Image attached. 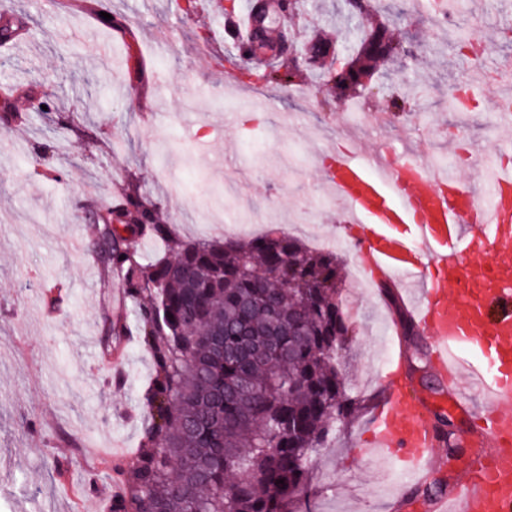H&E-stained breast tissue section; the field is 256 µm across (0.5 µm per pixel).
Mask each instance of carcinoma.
<instances>
[{
	"label": "carcinoma",
	"instance_id": "1",
	"mask_svg": "<svg viewBox=\"0 0 512 512\" xmlns=\"http://www.w3.org/2000/svg\"><path fill=\"white\" fill-rule=\"evenodd\" d=\"M224 9L225 38L240 56L248 41L250 75L293 85L291 55L316 61L324 36L301 45L272 21L278 6L249 0ZM352 44L338 63L312 73L338 100L366 101L363 78L380 58L413 64L421 48L394 38L378 0H339ZM19 88L0 84V120ZM95 239L112 243L106 268L132 299L138 335L154 374L140 401L139 465L120 472L112 512H292L307 489L319 449L353 418L358 398L336 361L352 321L342 297L341 257L307 247L283 229L243 239L183 240L137 189L96 211ZM159 242L148 260L129 237ZM125 259H120V256Z\"/></svg>",
	"mask_w": 512,
	"mask_h": 512
}]
</instances>
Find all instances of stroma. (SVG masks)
I'll return each mask as SVG.
<instances>
[{"instance_id":"stroma-1","label":"stroma","mask_w":512,"mask_h":512,"mask_svg":"<svg viewBox=\"0 0 512 512\" xmlns=\"http://www.w3.org/2000/svg\"><path fill=\"white\" fill-rule=\"evenodd\" d=\"M131 21V36L83 10H47L42 0H0V16L23 18L28 38L0 45V81L18 85L13 111L23 123L0 127V512H110L115 466L138 465L143 414L152 377L138 336L113 342L118 363L103 357L111 289L103 265L72 248L89 241L94 210L83 186L112 197L136 184L183 238L250 237L276 225L317 246L331 237L352 266L353 231L317 169L322 151L349 146L401 149L438 163L452 129L495 161L498 96L486 89L469 111L448 105V87L467 67L448 45L409 72L395 63L374 87L412 83L413 114L386 128L348 125L347 113L300 109L311 79L282 89L255 87L247 73L229 76L230 49L213 34L228 0H195L177 14L173 0H104ZM399 38L420 41L427 18L407 0H381ZM508 19L501 0L480 15L460 0L452 25L462 38L485 39ZM47 93L46 110L26 94ZM404 308L382 293L363 301L348 343L360 408L331 447L321 449L304 502L323 512H433L415 484L392 472L381 490L382 458L367 446L368 424L391 379L428 420L447 415L452 445H439L432 478L444 490L464 480L483 456L473 412L436 400L437 379L424 335H401Z\"/></svg>"}]
</instances>
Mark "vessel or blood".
<instances>
[{
  "mask_svg": "<svg viewBox=\"0 0 512 512\" xmlns=\"http://www.w3.org/2000/svg\"><path fill=\"white\" fill-rule=\"evenodd\" d=\"M322 172L346 222L366 225L356 242L363 258L430 337L453 406L466 399L462 377L488 393L476 415L490 450L439 499L438 512H512V170L485 164L481 186H467L410 150L369 158L353 147L331 155ZM373 435L388 458L427 478L437 441L400 384L377 407Z\"/></svg>",
  "mask_w": 512,
  "mask_h": 512,
  "instance_id": "obj_1",
  "label": "vessel or blood"
}]
</instances>
